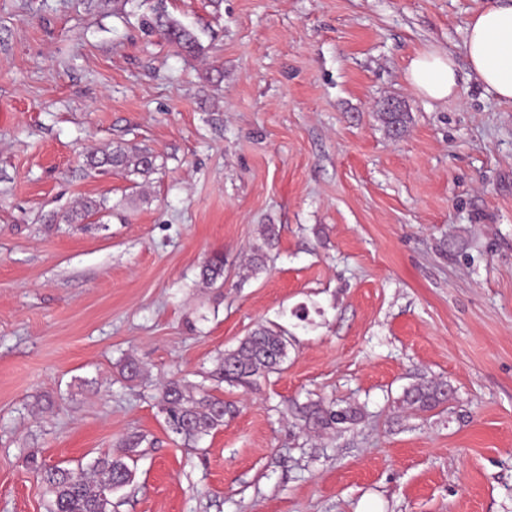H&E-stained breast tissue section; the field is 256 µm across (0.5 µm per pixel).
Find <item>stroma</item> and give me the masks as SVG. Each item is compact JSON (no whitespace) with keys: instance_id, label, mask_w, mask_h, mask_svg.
Returning <instances> with one entry per match:
<instances>
[{"instance_id":"1","label":"stroma","mask_w":512,"mask_h":512,"mask_svg":"<svg viewBox=\"0 0 512 512\" xmlns=\"http://www.w3.org/2000/svg\"><path fill=\"white\" fill-rule=\"evenodd\" d=\"M489 2L166 0L191 58L143 27L155 0H0V512H45L29 452L74 468L131 431L117 512H512V102L405 78L431 47L466 69ZM116 145L155 170L85 166ZM88 198L99 223L49 222ZM259 323L286 362L218 382ZM172 378L233 406L198 447L158 410ZM423 380L451 406L403 403ZM318 400L364 416L305 428ZM262 242L254 248L252 259L253 268L261 269L265 265L267 251L272 249L278 242L279 229L274 224H263L260 230ZM200 282L206 288H220L224 285V256L217 253L206 259L200 265ZM220 281L219 286L216 284Z\"/></svg>"}]
</instances>
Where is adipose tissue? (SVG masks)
<instances>
[{
    "label": "adipose tissue",
    "instance_id": "obj_1",
    "mask_svg": "<svg viewBox=\"0 0 512 512\" xmlns=\"http://www.w3.org/2000/svg\"><path fill=\"white\" fill-rule=\"evenodd\" d=\"M464 52L474 77L500 100L512 101V0H495L469 19ZM406 79L417 92L436 101L456 96L461 82L453 56L436 48L410 60Z\"/></svg>",
    "mask_w": 512,
    "mask_h": 512
}]
</instances>
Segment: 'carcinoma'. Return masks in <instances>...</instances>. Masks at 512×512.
<instances>
[{
    "instance_id": "carcinoma-1",
    "label": "carcinoma",
    "mask_w": 512,
    "mask_h": 512,
    "mask_svg": "<svg viewBox=\"0 0 512 512\" xmlns=\"http://www.w3.org/2000/svg\"><path fill=\"white\" fill-rule=\"evenodd\" d=\"M148 30L156 32L165 41L176 45L189 56L201 52L195 33L186 27L165 19L163 0H158L154 17L145 20ZM89 165L97 169H121L135 173H149L155 158L145 150L117 145L110 151L88 155ZM106 210L101 200L87 199L80 208L56 214L52 221L83 224ZM262 242L254 248L253 268L265 265L267 251L278 242L279 229L275 224L261 226ZM200 282L207 288L224 287V254L217 253L200 265ZM287 357V343L282 330L263 324L253 329L232 351L220 357L224 381L250 384L256 378L279 369ZM445 385L423 382L406 390L403 402L421 411H430L450 400ZM158 408L166 424L181 443L193 448L205 436L224 425L229 408L224 401L203 387L189 388L182 381H167L159 394ZM306 425L319 429H335L354 424L362 418L361 409L353 406H323L311 402L303 408ZM146 436L132 432L117 442L120 454H105L85 466L62 468L45 466L37 455L31 454L26 463L41 474L43 495L47 497L46 512H112L114 494L133 482L135 471L131 464L142 456L140 448Z\"/></svg>"
}]
</instances>
